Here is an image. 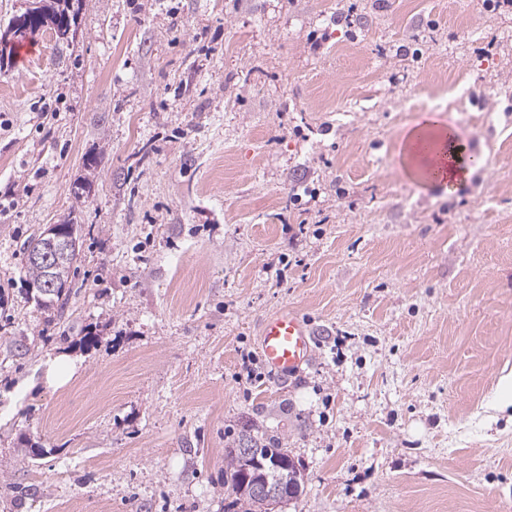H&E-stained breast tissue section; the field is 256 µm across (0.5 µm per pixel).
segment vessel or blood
<instances>
[{"label":"vessel or blood","instance_id":"1","mask_svg":"<svg viewBox=\"0 0 512 512\" xmlns=\"http://www.w3.org/2000/svg\"><path fill=\"white\" fill-rule=\"evenodd\" d=\"M260 354L269 372L289 380L300 375L312 360L313 337L305 321L283 310L263 320L259 331Z\"/></svg>","mask_w":512,"mask_h":512}]
</instances>
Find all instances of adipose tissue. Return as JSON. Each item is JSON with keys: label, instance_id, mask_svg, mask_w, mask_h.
Returning a JSON list of instances; mask_svg holds the SVG:
<instances>
[{"label": "adipose tissue", "instance_id": "adipose-tissue-1", "mask_svg": "<svg viewBox=\"0 0 512 512\" xmlns=\"http://www.w3.org/2000/svg\"><path fill=\"white\" fill-rule=\"evenodd\" d=\"M400 163L408 176L424 184L444 174L453 187L474 171L467 159V147L457 132L441 125L432 112L423 113L407 131Z\"/></svg>", "mask_w": 512, "mask_h": 512}]
</instances>
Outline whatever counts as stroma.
I'll return each mask as SVG.
<instances>
[{"label": "stroma", "mask_w": 512, "mask_h": 512, "mask_svg": "<svg viewBox=\"0 0 512 512\" xmlns=\"http://www.w3.org/2000/svg\"><path fill=\"white\" fill-rule=\"evenodd\" d=\"M80 30L0 68V512H224L247 430L304 477L282 512H512V13L87 0ZM426 111L483 160L455 190L400 166ZM71 213L59 317L22 245ZM286 308L312 362L238 380Z\"/></svg>", "instance_id": "stroma-1"}]
</instances>
